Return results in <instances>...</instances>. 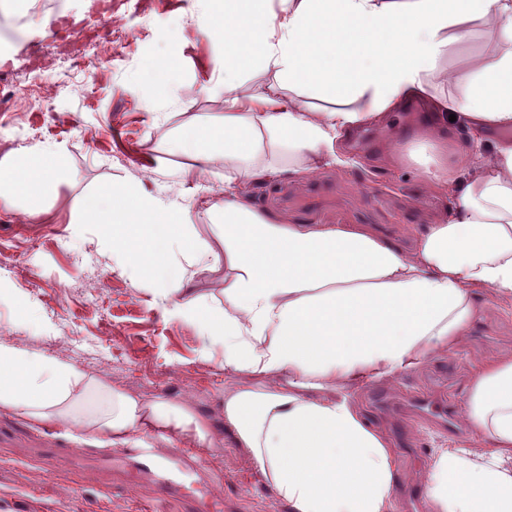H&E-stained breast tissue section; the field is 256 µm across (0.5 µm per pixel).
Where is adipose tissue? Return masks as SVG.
Listing matches in <instances>:
<instances>
[{
    "label": "adipose tissue",
    "instance_id": "obj_1",
    "mask_svg": "<svg viewBox=\"0 0 512 512\" xmlns=\"http://www.w3.org/2000/svg\"><path fill=\"white\" fill-rule=\"evenodd\" d=\"M207 2L203 31L223 46L231 109L175 145L201 164L224 159L213 235L180 202L123 189L90 196L84 219L155 280L170 313L223 348L224 429L291 512H393L390 440L352 392L459 348L478 292L512 304V0ZM248 78L257 87L246 92ZM413 103L429 123L386 152L453 195L413 250L364 224H293L252 205V186L345 165L350 137ZM63 172L57 148L37 146L0 165V202L20 194L36 217ZM178 257L223 274V305L173 268ZM1 407L115 444L148 431L169 444L212 437L188 399L146 398L17 343H0ZM462 418L491 446L434 449L428 512H512V351L481 360Z\"/></svg>",
    "mask_w": 512,
    "mask_h": 512
}]
</instances>
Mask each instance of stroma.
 Returning <instances> with one entry per match:
<instances>
[{
    "mask_svg": "<svg viewBox=\"0 0 512 512\" xmlns=\"http://www.w3.org/2000/svg\"><path fill=\"white\" fill-rule=\"evenodd\" d=\"M109 3L99 16L93 0H64L58 10L38 0H0L1 8L28 18L22 42L0 52V71H14L32 92L15 114L24 137L0 140V163L47 143L62 151L65 166L39 218L28 217L20 197L0 207V288L22 291L19 300H0V341H19L105 372L112 384L148 397L192 399L214 431L212 446L198 450L203 468L216 477L212 492L238 503L240 512H290L224 433L228 377L221 349L194 322L166 314L150 282L131 287L123 259L94 225L79 221L90 193L122 187L189 205L206 237V210L224 198L223 158L201 167L173 149L182 127L224 113L214 77L220 50L202 34L194 0ZM46 17L51 33L35 34ZM106 22L112 26L108 43L98 36ZM75 25L82 34L78 46L61 34ZM31 42L42 44L41 58L29 59ZM167 55L179 63L176 76L160 87L148 85L142 68ZM421 125L417 108L395 113L384 127L360 130L349 140L348 165L307 181L284 175L253 186V204L287 214L294 224H367L384 240L411 245L402 228L421 231L452 203L424 191L416 168L383 153L386 141L409 140ZM479 303L486 312L460 349L394 383L375 382L353 393L364 417L393 444L400 471L395 512L420 505L419 475L433 448L489 445L469 426L448 427L411 403L422 394L465 404L475 364L512 349V308L490 290ZM23 310L37 312L40 325L20 320ZM114 452L106 439L1 408L0 512H149L156 496L152 476L130 463L114 464Z\"/></svg>",
    "mask_w": 512,
    "mask_h": 512,
    "instance_id": "35a3bbf8",
    "label": "stroma"
}]
</instances>
